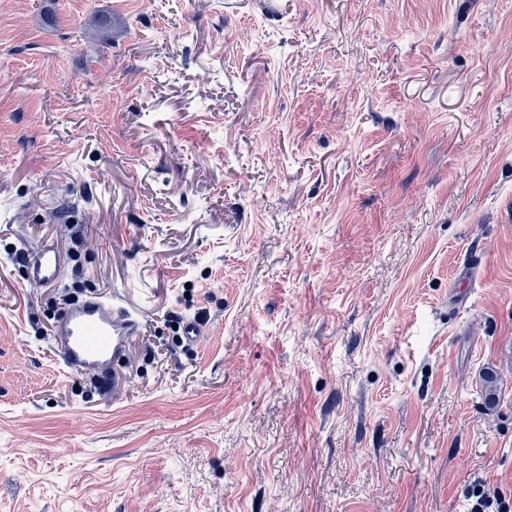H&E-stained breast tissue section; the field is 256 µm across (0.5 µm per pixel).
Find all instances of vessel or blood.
Returning <instances> with one entry per match:
<instances>
[{
  "mask_svg": "<svg viewBox=\"0 0 512 512\" xmlns=\"http://www.w3.org/2000/svg\"><path fill=\"white\" fill-rule=\"evenodd\" d=\"M64 260L50 244L25 254V283L31 288L53 287L62 281ZM137 322L120 306L90 293L72 300L58 314L49 348L66 368L80 373L105 374L124 358Z\"/></svg>",
  "mask_w": 512,
  "mask_h": 512,
  "instance_id": "1",
  "label": "vessel or blood"
}]
</instances>
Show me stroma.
<instances>
[{
  "label": "stroma",
  "mask_w": 512,
  "mask_h": 512,
  "mask_svg": "<svg viewBox=\"0 0 512 512\" xmlns=\"http://www.w3.org/2000/svg\"><path fill=\"white\" fill-rule=\"evenodd\" d=\"M89 292L139 322L101 376L48 345ZM477 478L512 493V0H0V512ZM25 284L31 288L58 286L62 282L64 260L51 244L24 254Z\"/></svg>",
  "instance_id": "stroma-1"
}]
</instances>
